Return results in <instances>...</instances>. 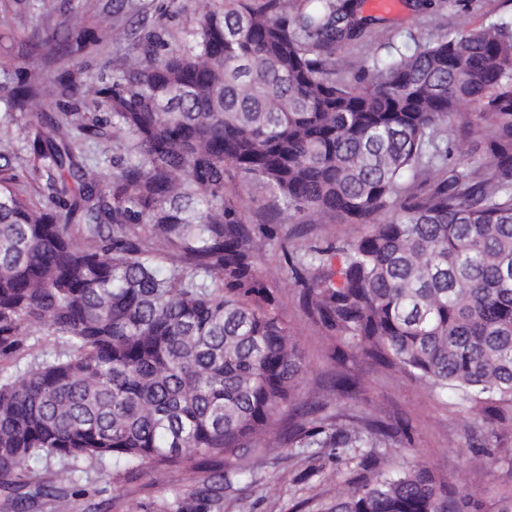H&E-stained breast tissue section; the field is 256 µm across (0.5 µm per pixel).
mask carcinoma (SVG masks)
Wrapping results in <instances>:
<instances>
[{"mask_svg":"<svg viewBox=\"0 0 512 512\" xmlns=\"http://www.w3.org/2000/svg\"><path fill=\"white\" fill-rule=\"evenodd\" d=\"M362 0H226L181 40L142 28L108 61L86 112L81 67L58 80L64 118L29 113L26 195L0 166V482L16 498L71 512L80 465L161 466L224 458L225 489L272 426L301 371L277 300L257 274L255 232L228 172L263 181L301 223L343 219L352 241L283 249L309 315L331 335L512 430V30L490 24L391 54L355 86L336 79V48L374 19ZM32 74L9 107L34 105ZM479 158L448 162V123ZM120 140L132 161L100 172L72 129ZM316 273L309 274L310 270ZM37 336L53 355L28 357ZM404 432L301 414L291 448L360 457L325 512H467L421 466L379 467L375 449ZM57 459L52 487L27 480ZM177 512H224L212 486Z\"/></svg>","mask_w":512,"mask_h":512,"instance_id":"carcinoma-1","label":"carcinoma"}]
</instances>
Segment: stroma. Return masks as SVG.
Instances as JSON below:
<instances>
[{
  "label": "stroma",
  "mask_w": 512,
  "mask_h": 512,
  "mask_svg": "<svg viewBox=\"0 0 512 512\" xmlns=\"http://www.w3.org/2000/svg\"><path fill=\"white\" fill-rule=\"evenodd\" d=\"M59 8L44 17L38 0H0V113L11 93L16 68L36 73L45 102H54V80L69 66L66 58L54 56L45 43L47 30L57 40L73 37L68 17L77 15L85 28L100 37L99 45L80 52L88 66L82 79L91 92L85 101L95 105L92 89L104 64L131 52V42L113 44L106 32L115 23L134 28L141 23H160L175 37H183L197 18L214 8V0H58ZM389 43L381 45L372 36L336 50V75L349 83L362 77L364 68L385 58L387 46L404 52L453 31L459 18L469 27L490 23L512 27V0H399L396 11L380 12ZM27 114L16 113L0 134L11 135L8 154L19 176L18 186L28 193L40 187L28 165V142L24 126ZM229 187L235 188L244 220L255 229L273 228L276 239H260L257 269L278 297L277 312L302 359L303 372L292 403L274 416L270 432L260 442L264 453L255 459L250 474L236 486L235 502L224 512H323L336 494L338 484L367 477L366 469L350 459L324 458L317 470L285 451L284 446L297 414L317 412L320 418L343 426L366 419L404 425L397 443L386 448L391 468L414 465L429 468L449 489L468 488L477 512H498V492L512 488V464L492 461L487 449L478 447L481 427L466 418L453 393L436 392L415 382L399 367L384 364L366 351L348 346L331 336L307 314L299 288L291 280L283 259L284 251L304 253L315 244L352 240L367 230L363 224H298L290 220L280 201L264 183L243 181L230 173ZM354 381L351 397L334 394L337 379ZM222 461L197 466H173L161 474H125L122 469L86 466L79 482L73 512H174L176 497L194 487L212 484Z\"/></svg>",
  "instance_id": "stroma-1"
}]
</instances>
